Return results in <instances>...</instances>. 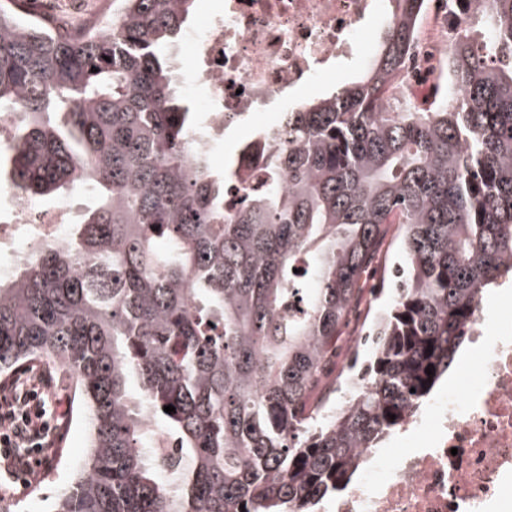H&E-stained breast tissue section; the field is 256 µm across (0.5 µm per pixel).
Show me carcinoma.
Masks as SVG:
<instances>
[{
    "label": "carcinoma",
    "mask_w": 512,
    "mask_h": 512,
    "mask_svg": "<svg viewBox=\"0 0 512 512\" xmlns=\"http://www.w3.org/2000/svg\"><path fill=\"white\" fill-rule=\"evenodd\" d=\"M392 3L356 78L261 131V187L230 208L243 144L220 170L192 153L198 114L165 52L195 0H112L108 30L79 38L0 0V185L92 190L65 241L0 279V389L53 364L90 412L84 470L51 512H311L434 393L512 281V0L448 13L444 84L397 112L382 105L424 0ZM391 224L382 304L325 416L336 336ZM158 437L164 462L143 451Z\"/></svg>",
    "instance_id": "obj_1"
}]
</instances>
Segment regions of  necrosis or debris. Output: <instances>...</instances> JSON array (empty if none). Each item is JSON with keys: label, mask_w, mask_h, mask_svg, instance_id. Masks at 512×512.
Instances as JSON below:
<instances>
[{"label": "necrosis or debris", "mask_w": 512, "mask_h": 512, "mask_svg": "<svg viewBox=\"0 0 512 512\" xmlns=\"http://www.w3.org/2000/svg\"><path fill=\"white\" fill-rule=\"evenodd\" d=\"M386 15L385 0H223L205 25L181 37L191 60L179 79L197 96L203 129L194 148L212 151L239 120L294 107L300 90L352 56L365 20ZM447 52V29L425 22L403 85L426 76ZM3 199L12 221L0 225V250H10L11 263L0 265V277L76 221L73 208H45L5 187ZM19 234L26 248H15ZM498 308L494 302L480 311L472 328L470 358L482 363L477 388L462 397L445 389L412 409L400 432L415 445L404 453L361 449L356 479L328 512H512V328L491 322Z\"/></svg>", "instance_id": "obj_1"}]
</instances>
